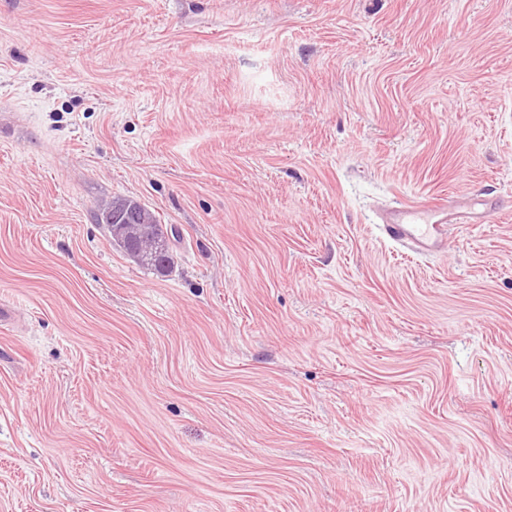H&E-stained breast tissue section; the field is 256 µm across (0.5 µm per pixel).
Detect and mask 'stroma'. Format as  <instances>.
<instances>
[{
  "mask_svg": "<svg viewBox=\"0 0 512 512\" xmlns=\"http://www.w3.org/2000/svg\"><path fill=\"white\" fill-rule=\"evenodd\" d=\"M0 512H512V0H0ZM460 213L448 211L445 199L425 203L397 200L384 215L381 230L388 239L417 255L437 254L451 227L463 222ZM96 223L104 224L109 237L112 238L113 242L116 243V230L121 224H160L165 225L170 230L169 243L163 253L162 264L152 262L151 259L144 257V255L136 253L129 249L124 248L127 253L137 259L138 263L148 269L156 272L160 271L163 267V271H168L171 265L174 263L173 254L170 247L172 238L174 241H178L181 238V233L178 228L172 224H161L157 214L149 208L146 204H142L132 200H121L113 201L109 206L101 209L96 213ZM170 225V227H168ZM174 228V229H173Z\"/></svg>",
  "mask_w": 512,
  "mask_h": 512,
  "instance_id": "35a3bbf8",
  "label": "stroma"
}]
</instances>
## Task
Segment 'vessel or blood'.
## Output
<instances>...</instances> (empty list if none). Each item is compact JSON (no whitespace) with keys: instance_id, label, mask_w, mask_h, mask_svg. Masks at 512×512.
<instances>
[{"instance_id":"b4317fda","label":"vessel or blood","mask_w":512,"mask_h":512,"mask_svg":"<svg viewBox=\"0 0 512 512\" xmlns=\"http://www.w3.org/2000/svg\"><path fill=\"white\" fill-rule=\"evenodd\" d=\"M486 209V201L477 197L466 201L460 213L449 211L444 199L425 203L398 200L384 215L381 230L388 239L417 255H432L441 252L449 230L461 223L463 214L479 220Z\"/></svg>"}]
</instances>
